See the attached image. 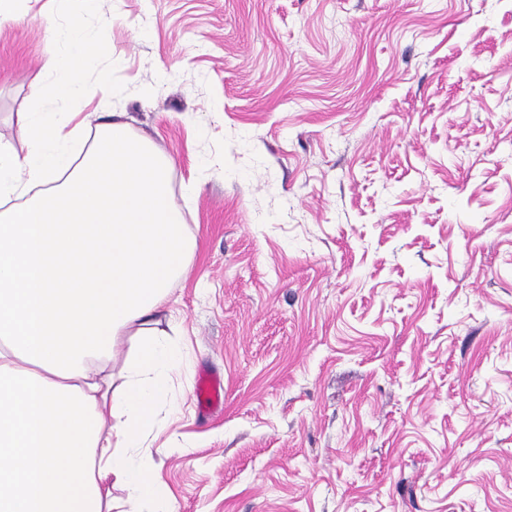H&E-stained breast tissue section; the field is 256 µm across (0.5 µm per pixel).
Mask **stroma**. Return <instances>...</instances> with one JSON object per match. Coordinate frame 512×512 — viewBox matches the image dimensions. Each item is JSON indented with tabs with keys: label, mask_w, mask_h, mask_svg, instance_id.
Returning <instances> with one entry per match:
<instances>
[{
	"label": "stroma",
	"mask_w": 512,
	"mask_h": 512,
	"mask_svg": "<svg viewBox=\"0 0 512 512\" xmlns=\"http://www.w3.org/2000/svg\"><path fill=\"white\" fill-rule=\"evenodd\" d=\"M75 21L196 243L176 512H512V0H16L0 142ZM195 394L199 402L214 405L222 401L224 403V383L216 378L201 377L196 385Z\"/></svg>",
	"instance_id": "stroma-1"
}]
</instances>
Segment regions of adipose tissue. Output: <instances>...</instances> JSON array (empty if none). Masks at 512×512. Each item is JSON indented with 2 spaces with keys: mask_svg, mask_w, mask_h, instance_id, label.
I'll return each mask as SVG.
<instances>
[{
  "mask_svg": "<svg viewBox=\"0 0 512 512\" xmlns=\"http://www.w3.org/2000/svg\"><path fill=\"white\" fill-rule=\"evenodd\" d=\"M57 37L43 94L68 103L98 46L77 23ZM22 118L25 153L0 143V512H112L115 481L126 512H175L152 446L181 364L164 307L195 244L170 164L117 118Z\"/></svg>",
  "mask_w": 512,
  "mask_h": 512,
  "instance_id": "1",
  "label": "adipose tissue"
}]
</instances>
